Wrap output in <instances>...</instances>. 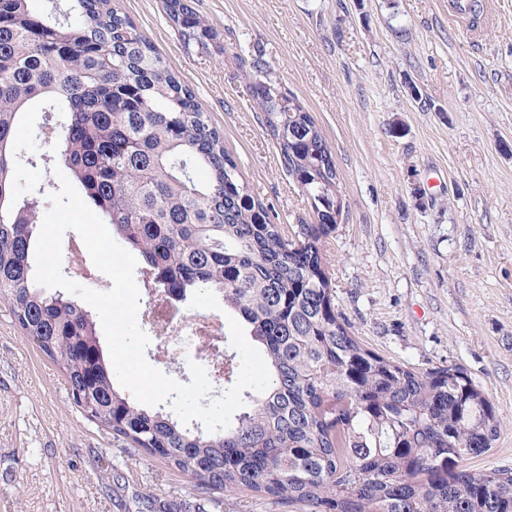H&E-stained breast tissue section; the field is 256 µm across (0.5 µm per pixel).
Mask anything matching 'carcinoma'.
I'll return each mask as SVG.
<instances>
[{"mask_svg":"<svg viewBox=\"0 0 512 512\" xmlns=\"http://www.w3.org/2000/svg\"><path fill=\"white\" fill-rule=\"evenodd\" d=\"M110 2L39 14L0 0V298L75 406L217 496L247 490L306 512H512L511 468L460 466L501 427L481 386L456 366L421 372L366 348L336 309L338 173L310 113L269 78L253 86L282 167L315 201L316 223L289 230L255 200L195 92ZM163 8L186 47L213 39L189 0ZM36 102L65 114L54 157L139 255L146 292L210 290L262 348L270 384L228 427L199 431L126 397L92 313L36 285L38 222L16 194L15 145Z\"/></svg>","mask_w":512,"mask_h":512,"instance_id":"cac0c4a2","label":"carcinoma"}]
</instances>
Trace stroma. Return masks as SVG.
Returning a JSON list of instances; mask_svg holds the SVG:
<instances>
[{
	"mask_svg": "<svg viewBox=\"0 0 512 512\" xmlns=\"http://www.w3.org/2000/svg\"><path fill=\"white\" fill-rule=\"evenodd\" d=\"M112 2L194 90L279 224L312 211L255 105L253 60L311 113L346 202L327 246L337 310L385 357L463 368L502 418L465 466L512 468V0H489L468 35L453 0H191L214 32L203 52L185 49L162 0ZM47 121L60 117L37 104L17 126L20 195L44 183ZM62 265L112 286L76 231ZM144 493L177 512H297L248 491L214 505L162 459L125 452L0 301V512H141Z\"/></svg>",
	"mask_w": 512,
	"mask_h": 512,
	"instance_id": "stroma-1",
	"label": "stroma"
}]
</instances>
